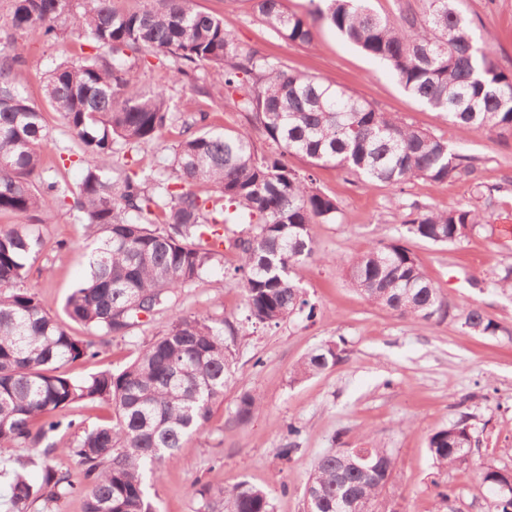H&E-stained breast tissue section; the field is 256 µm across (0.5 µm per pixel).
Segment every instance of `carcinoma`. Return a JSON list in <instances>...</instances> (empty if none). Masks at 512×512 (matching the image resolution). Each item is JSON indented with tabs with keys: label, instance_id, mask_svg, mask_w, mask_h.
<instances>
[{
	"label": "carcinoma",
	"instance_id": "carcinoma-1",
	"mask_svg": "<svg viewBox=\"0 0 512 512\" xmlns=\"http://www.w3.org/2000/svg\"><path fill=\"white\" fill-rule=\"evenodd\" d=\"M116 0H13V26L37 27L49 41L67 16L85 37L88 52L54 64L44 93L50 107L92 158L73 189L44 178V113L30 105L17 75L27 64L17 41L0 49V214L19 219L0 226V455L10 474L12 512H54L70 496L84 499L85 512H159L146 476L174 457L183 440L202 432L232 376V346L238 329L212 312H175L166 331L118 372L82 379L59 369L93 358L95 342L71 335L38 295L22 288L28 267L45 247L38 226L69 206L93 239L88 271L66 297L68 319L105 337L123 338L157 311L173 309L183 289L201 279L224 243L219 228L249 224L233 240L235 274L245 291L247 320L272 325L315 307L304 298L296 269L313 255L311 226L332 224L336 199L313 187L311 167L331 166L367 185L396 191L414 179L441 184L468 177L465 156L441 137L379 112L368 102L319 78L294 72L258 50L243 48L215 14L194 0H144L121 9ZM368 0H325L309 15L288 11L283 0H254L262 20L294 43L309 44L315 23L325 21L347 41L386 65L406 92L441 113L461 134L512 131V72L499 68L490 38H475L455 0H423L421 10L399 9L391 19L372 11ZM164 58L173 77L201 66L228 92L242 93L249 127L216 132L208 114L188 117L170 108L163 88L143 89L134 62ZM181 130L171 164L154 173L114 172L117 147L134 150L168 128ZM276 149L258 154L252 130ZM483 221L472 208L420 207L402 220L407 232L452 244ZM353 288L368 302L411 320L454 319L451 306L425 277L416 257L397 241L356 256L348 268ZM463 325L494 336L498 325L479 308ZM341 359L337 344L308 354L297 378L320 374ZM112 403V420L93 427L70 419V406ZM246 392L236 418L247 421L259 408ZM71 430L65 448L82 468L76 486L51 463L55 448L41 449L47 434ZM470 414L462 413L433 432L427 448L436 468L473 469L493 498L494 512H512V468L483 466L474 458ZM331 448L315 462L305 485L308 512H375L390 482L395 459L387 448ZM41 470L29 480V467ZM199 512H275L264 487L242 482L215 496L198 490Z\"/></svg>",
	"mask_w": 512,
	"mask_h": 512
}]
</instances>
